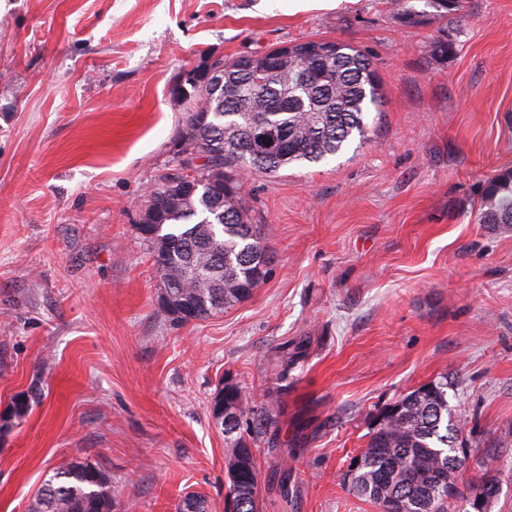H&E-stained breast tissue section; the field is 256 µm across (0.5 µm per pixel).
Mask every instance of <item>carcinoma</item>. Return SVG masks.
<instances>
[{"instance_id":"obj_1","label":"carcinoma","mask_w":512,"mask_h":512,"mask_svg":"<svg viewBox=\"0 0 512 512\" xmlns=\"http://www.w3.org/2000/svg\"><path fill=\"white\" fill-rule=\"evenodd\" d=\"M326 40L290 46L274 71L250 70V60L224 61L220 86H190L192 103L177 139L191 164L202 159L201 181L191 195L179 193L162 174L146 194L144 216L155 235L144 236L162 285L163 306L187 322L223 312L247 299L264 278L271 256L251 224L241 169L273 174L289 166L319 163L369 132V113L381 100V82L371 59L335 42L326 59L309 48ZM273 142L268 151L251 147L256 126ZM482 224H512V170L485 185L478 214ZM238 418L252 417L256 431L267 413L242 405L240 390L229 394ZM394 413L371 429L366 448L355 456L342 481L378 512H448V482L457 480L452 455L464 444L463 411L448 403V377L428 383L393 404ZM225 512H259L258 473L248 444L230 443L226 464ZM31 512H112V482L96 465L72 461L44 480ZM180 512H207L205 500L188 494Z\"/></svg>"}]
</instances>
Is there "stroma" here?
Listing matches in <instances>:
<instances>
[{"mask_svg": "<svg viewBox=\"0 0 512 512\" xmlns=\"http://www.w3.org/2000/svg\"><path fill=\"white\" fill-rule=\"evenodd\" d=\"M319 39L379 70L367 138L246 175L265 278L170 321L137 224L189 112L173 87L210 58ZM510 168L512 0L414 26L390 0H0V418L28 402L0 429V512H29L75 459L109 476L113 512L189 493L224 512L223 382L270 413L260 512H376L340 474L380 411L442 375L469 416L460 487L495 476L488 512H512V226L477 218Z\"/></svg>", "mask_w": 512, "mask_h": 512, "instance_id": "35a3bbf8", "label": "stroma"}]
</instances>
